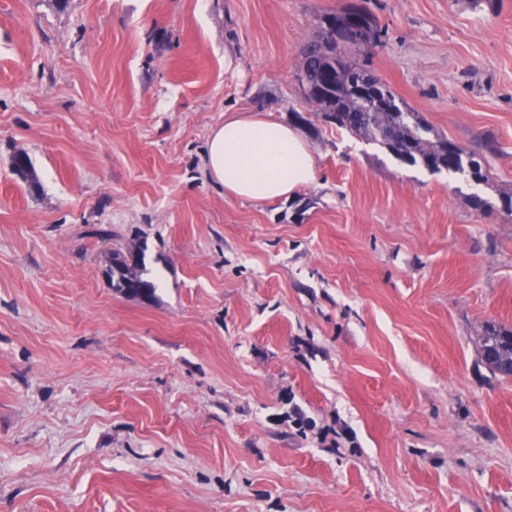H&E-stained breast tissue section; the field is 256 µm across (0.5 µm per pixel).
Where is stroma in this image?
I'll use <instances>...</instances> for the list:
<instances>
[{"label":"stroma","mask_w":512,"mask_h":512,"mask_svg":"<svg viewBox=\"0 0 512 512\" xmlns=\"http://www.w3.org/2000/svg\"><path fill=\"white\" fill-rule=\"evenodd\" d=\"M354 1L359 61L488 183L305 100ZM236 112L294 128L317 182L207 178ZM511 192L512 0H0V512H512V376L477 343L512 328ZM139 243L150 301L108 275Z\"/></svg>","instance_id":"obj_1"}]
</instances>
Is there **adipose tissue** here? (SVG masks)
<instances>
[{"label":"adipose tissue","mask_w":512,"mask_h":512,"mask_svg":"<svg viewBox=\"0 0 512 512\" xmlns=\"http://www.w3.org/2000/svg\"><path fill=\"white\" fill-rule=\"evenodd\" d=\"M204 167L228 195L254 202L292 197L318 177L300 135L258 114L226 116L209 136Z\"/></svg>","instance_id":"adipose-tissue-1"}]
</instances>
